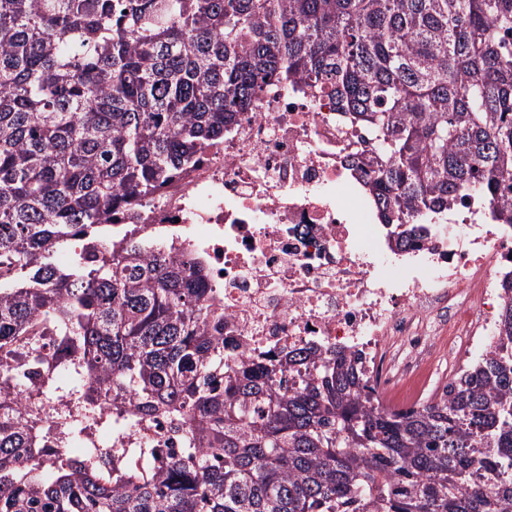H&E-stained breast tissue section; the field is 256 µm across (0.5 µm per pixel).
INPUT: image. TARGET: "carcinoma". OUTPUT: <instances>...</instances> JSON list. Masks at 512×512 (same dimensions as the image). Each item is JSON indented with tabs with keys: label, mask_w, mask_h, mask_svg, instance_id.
I'll use <instances>...</instances> for the list:
<instances>
[{
	"label": "carcinoma",
	"mask_w": 512,
	"mask_h": 512,
	"mask_svg": "<svg viewBox=\"0 0 512 512\" xmlns=\"http://www.w3.org/2000/svg\"><path fill=\"white\" fill-rule=\"evenodd\" d=\"M278 84L336 101L382 223L471 192L512 224V0H0V512H512L511 301L448 399L381 411L360 354L226 361L203 270L112 253V217ZM75 238L108 256L58 265ZM127 399L186 426L183 455L39 447L42 420L68 448Z\"/></svg>",
	"instance_id": "carcinoma-1"
}]
</instances>
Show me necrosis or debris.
<instances>
[{"label": "necrosis or debris", "instance_id": "4bbe7bcc", "mask_svg": "<svg viewBox=\"0 0 512 512\" xmlns=\"http://www.w3.org/2000/svg\"><path fill=\"white\" fill-rule=\"evenodd\" d=\"M353 152L328 99L270 87L115 233L160 240L164 252L204 265L232 358L309 346L359 352L375 404L417 407L445 396L431 380L437 367L454 376L497 347L512 226L464 194L447 223L401 244ZM185 436L127 401L91 445L150 448L160 467L182 453Z\"/></svg>", "mask_w": 512, "mask_h": 512}]
</instances>
